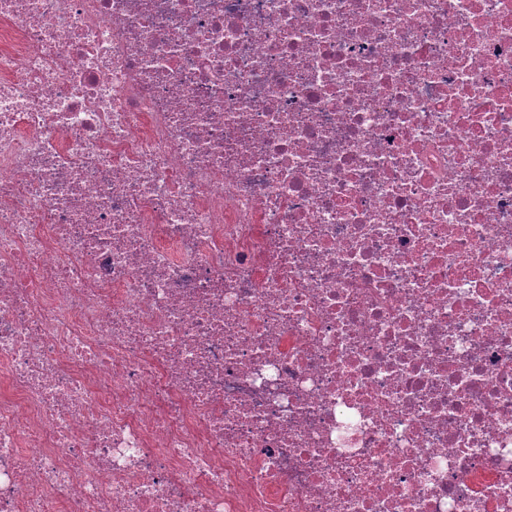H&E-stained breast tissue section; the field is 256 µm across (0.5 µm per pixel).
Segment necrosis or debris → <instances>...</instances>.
<instances>
[{
    "label": "necrosis or debris",
    "mask_w": 512,
    "mask_h": 512,
    "mask_svg": "<svg viewBox=\"0 0 512 512\" xmlns=\"http://www.w3.org/2000/svg\"><path fill=\"white\" fill-rule=\"evenodd\" d=\"M0 512H512V0H0Z\"/></svg>",
    "instance_id": "1"
}]
</instances>
